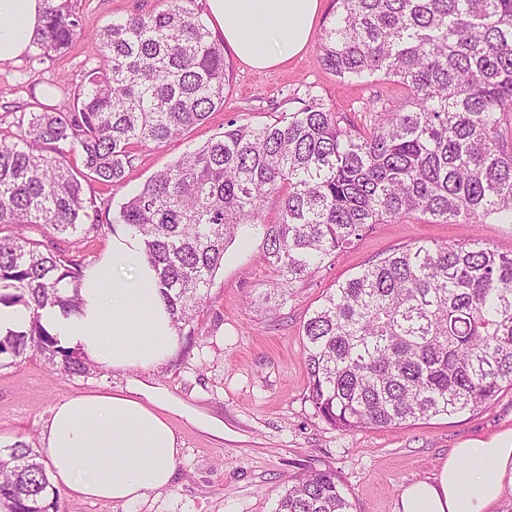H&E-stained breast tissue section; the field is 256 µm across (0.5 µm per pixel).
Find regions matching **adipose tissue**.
Returning a JSON list of instances; mask_svg holds the SVG:
<instances>
[{
  "instance_id": "1",
  "label": "adipose tissue",
  "mask_w": 512,
  "mask_h": 512,
  "mask_svg": "<svg viewBox=\"0 0 512 512\" xmlns=\"http://www.w3.org/2000/svg\"><path fill=\"white\" fill-rule=\"evenodd\" d=\"M45 0H0V62L31 51ZM211 22L246 66H282L309 44L322 0H208ZM75 312L45 310L61 345L122 372L148 373L179 346L177 325L145 255L140 236L116 226L107 249L83 271ZM178 413L223 435V425L137 381L81 393L55 404L41 432L55 487L114 503L138 501L176 482L179 441L169 416ZM512 483V430L461 443L437 475L407 486L398 512H491Z\"/></svg>"
}]
</instances>
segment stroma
I'll return each mask as SVG.
<instances>
[{
    "instance_id": "35a3bbf8",
    "label": "stroma",
    "mask_w": 512,
    "mask_h": 512,
    "mask_svg": "<svg viewBox=\"0 0 512 512\" xmlns=\"http://www.w3.org/2000/svg\"><path fill=\"white\" fill-rule=\"evenodd\" d=\"M163 7V0H77L82 35L66 53L42 58L33 51L21 60L0 62V115L70 111L85 71L95 64L89 35L113 19ZM224 59L230 87L222 109L181 138L139 147L122 187L85 184L84 193L95 199L103 226L80 248L86 262L107 248L108 225L121 203L187 149L223 132L227 119L254 126L269 123L292 111L289 94L309 91L360 125L370 97L393 100L399 94L396 83L378 74L339 83L325 69L315 38L281 68L254 70L229 51ZM465 233L460 225L434 224L424 215L375 225L297 284L288 303L276 311L257 301L273 279L263 261L261 238L237 237L192 320L194 335H180L175 354L145 378L188 408L223 423V436L172 417L180 447L174 487L127 504L92 502L64 492L59 512H273L289 480L310 469L334 471L353 512H397L402 491L434 476L460 442L512 429V389L473 412L340 431L317 417L306 399L301 328L320 297L361 266L421 242L451 244ZM130 380V374L109 369L65 375L37 355L0 370V448L19 439L40 447L41 431L58 401L123 388Z\"/></svg>"
}]
</instances>
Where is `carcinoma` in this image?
Instances as JSON below:
<instances>
[{"instance_id":"cac0c4a2","label":"carcinoma","mask_w":512,"mask_h":512,"mask_svg":"<svg viewBox=\"0 0 512 512\" xmlns=\"http://www.w3.org/2000/svg\"><path fill=\"white\" fill-rule=\"evenodd\" d=\"M33 44L64 52L81 35L72 0H47ZM166 0L90 38L70 112H23L0 133V304L29 322L0 334V369L40 354L68 375L97 369L60 346L39 311L74 309L79 245L103 225L83 183L118 186L134 151L203 124L224 106L223 44ZM320 39L340 82L377 72L402 97L373 100L359 127L307 93L294 112L186 151L122 203L112 223L142 236L178 328L190 324L236 236L256 232L276 280L296 284L377 224L417 213L435 224H512V0H334ZM78 153L82 167L69 156ZM276 221H265L270 199ZM34 225L44 238L26 235ZM62 236L61 249L49 240ZM75 285L61 294L60 285ZM307 400L341 431L389 427L489 406L512 388V252L472 234L393 252L326 292L302 325ZM43 455L0 448V512H58ZM330 470H309L274 512H351Z\"/></svg>"}]
</instances>
